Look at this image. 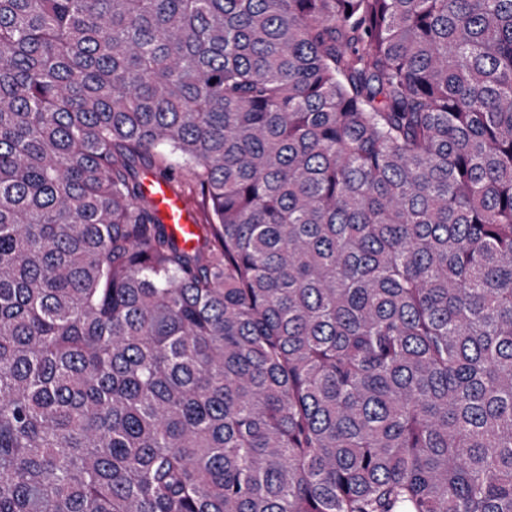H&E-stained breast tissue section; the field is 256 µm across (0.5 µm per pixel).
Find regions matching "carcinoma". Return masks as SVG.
<instances>
[{"mask_svg":"<svg viewBox=\"0 0 512 512\" xmlns=\"http://www.w3.org/2000/svg\"><path fill=\"white\" fill-rule=\"evenodd\" d=\"M0 512H512V0H0ZM143 188L155 200L163 223L168 224L181 241L190 243L195 218L186 201L174 194L167 183L154 174H148L143 179Z\"/></svg>","mask_w":512,"mask_h":512,"instance_id":"cac0c4a2","label":"carcinoma"}]
</instances>
